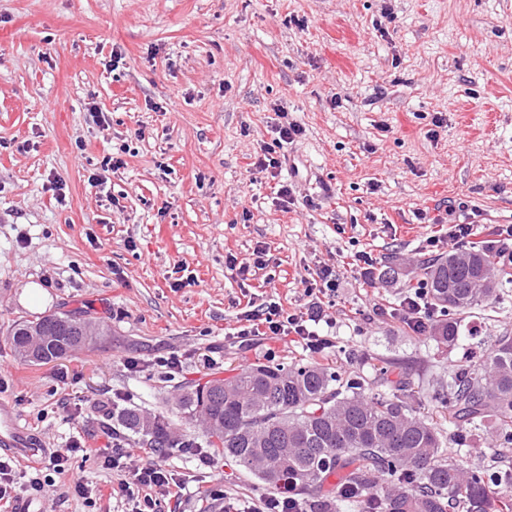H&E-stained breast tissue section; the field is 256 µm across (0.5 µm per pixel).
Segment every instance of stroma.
<instances>
[{
  "instance_id": "35a3bbf8",
  "label": "stroma",
  "mask_w": 512,
  "mask_h": 512,
  "mask_svg": "<svg viewBox=\"0 0 512 512\" xmlns=\"http://www.w3.org/2000/svg\"><path fill=\"white\" fill-rule=\"evenodd\" d=\"M278 104L304 133L279 178L256 176ZM125 145L124 168L97 193L89 175ZM280 180L293 189L286 208ZM460 200L468 210L447 223L415 217ZM472 218L485 240L512 225V0H0V401L46 452L73 432L115 429L140 455L118 420L126 408L165 416L179 441L205 447L177 398L257 362L303 360L288 340L247 351L228 331L254 303L307 308L325 266L338 283L317 300L336 342L328 364L399 362L420 416L441 421L425 371L512 332V284L461 315L451 349L391 311L419 260L455 251L449 225ZM431 236L443 244L428 249ZM260 248L269 262L257 269ZM358 252L371 273L352 266ZM230 254L248 275L227 267ZM75 309L109 329L103 347L40 365L16 356L14 322ZM173 353L185 360L168 373L156 360ZM165 454L187 493L159 512H199L214 489L226 497L213 512L271 493L233 461ZM71 468L102 497L53 474L21 492L29 512H130L116 473L78 457Z\"/></svg>"
}]
</instances>
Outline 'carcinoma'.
I'll use <instances>...</instances> for the list:
<instances>
[{
    "label": "carcinoma",
    "instance_id": "1",
    "mask_svg": "<svg viewBox=\"0 0 512 512\" xmlns=\"http://www.w3.org/2000/svg\"><path fill=\"white\" fill-rule=\"evenodd\" d=\"M484 266L496 270L493 252L482 244L423 261L434 316L419 334L438 346L457 343L459 315L499 294V275L486 288L471 280ZM33 333L46 342L30 357L24 351ZM107 335L84 314L53 313L16 323L9 341L22 361L42 364ZM427 384L452 427L417 416L408 373L384 359L369 376L319 363L253 365L229 380L195 387L179 406L190 422L219 421L224 434L204 429L212 450L275 490L320 491L334 475L328 494L360 512H512L506 490L512 473L501 481L486 468L463 464L460 455L468 438L491 426L492 451H512V334ZM285 417L286 431L280 428ZM119 421L148 448L176 443L163 416L123 409ZM497 481L505 490L491 491Z\"/></svg>",
    "mask_w": 512,
    "mask_h": 512
}]
</instances>
